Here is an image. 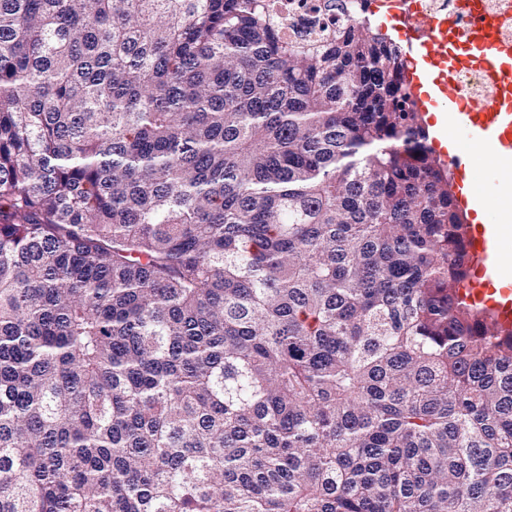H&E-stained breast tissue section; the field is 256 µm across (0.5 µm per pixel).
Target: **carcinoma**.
<instances>
[{
  "instance_id": "cac0c4a2",
  "label": "carcinoma",
  "mask_w": 512,
  "mask_h": 512,
  "mask_svg": "<svg viewBox=\"0 0 512 512\" xmlns=\"http://www.w3.org/2000/svg\"><path fill=\"white\" fill-rule=\"evenodd\" d=\"M465 224L368 20L0 0V512H512Z\"/></svg>"
}]
</instances>
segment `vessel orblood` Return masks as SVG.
<instances>
[{"mask_svg":"<svg viewBox=\"0 0 512 512\" xmlns=\"http://www.w3.org/2000/svg\"><path fill=\"white\" fill-rule=\"evenodd\" d=\"M399 34L416 108L435 129L433 145L452 170L456 203L470 219L465 240L471 275L458 293L488 312L498 328L512 330V287L501 282L503 266L512 261V237L499 234L502 215L492 206L512 186V44L500 39L494 18L482 15L465 32L450 17L406 19ZM468 69L493 87L490 101L468 99L456 83V73ZM478 162L491 186L472 181Z\"/></svg>","mask_w":512,"mask_h":512,"instance_id":"obj_1","label":"vessel or blood"}]
</instances>
